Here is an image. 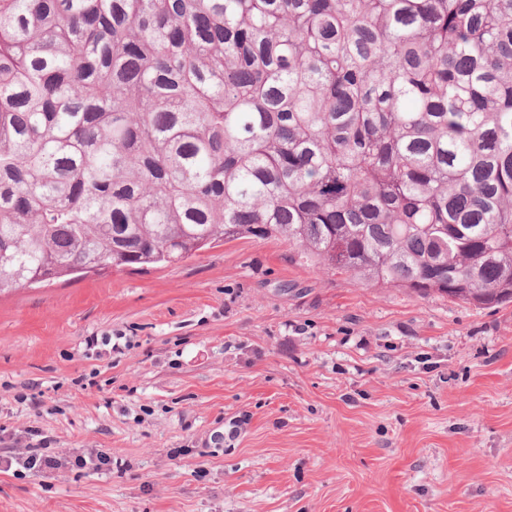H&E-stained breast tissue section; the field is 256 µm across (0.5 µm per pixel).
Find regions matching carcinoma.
Masks as SVG:
<instances>
[{"label": "carcinoma", "mask_w": 512, "mask_h": 512, "mask_svg": "<svg viewBox=\"0 0 512 512\" xmlns=\"http://www.w3.org/2000/svg\"><path fill=\"white\" fill-rule=\"evenodd\" d=\"M285 241L512 301V0H0V293Z\"/></svg>", "instance_id": "cac0c4a2"}]
</instances>
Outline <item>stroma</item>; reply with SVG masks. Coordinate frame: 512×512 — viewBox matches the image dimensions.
I'll list each match as a JSON object with an SVG mask.
<instances>
[{"label": "stroma", "instance_id": "1", "mask_svg": "<svg viewBox=\"0 0 512 512\" xmlns=\"http://www.w3.org/2000/svg\"><path fill=\"white\" fill-rule=\"evenodd\" d=\"M0 512H512V303L221 242L0 294ZM106 456L96 469L75 457ZM38 445H31L24 448L23 454L19 458H24V464L35 471L36 474L51 473L58 466L56 457L43 453L44 448H38Z\"/></svg>", "mask_w": 512, "mask_h": 512}]
</instances>
